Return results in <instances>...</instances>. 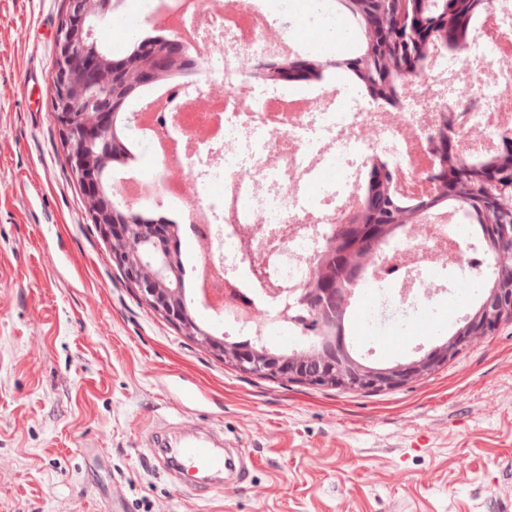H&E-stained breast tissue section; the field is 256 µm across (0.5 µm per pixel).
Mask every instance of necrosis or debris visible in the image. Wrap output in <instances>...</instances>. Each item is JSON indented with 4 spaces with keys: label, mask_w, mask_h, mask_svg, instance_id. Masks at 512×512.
<instances>
[{
    "label": "necrosis or debris",
    "mask_w": 512,
    "mask_h": 512,
    "mask_svg": "<svg viewBox=\"0 0 512 512\" xmlns=\"http://www.w3.org/2000/svg\"><path fill=\"white\" fill-rule=\"evenodd\" d=\"M190 35L191 61L226 88L211 97L177 78L134 103L149 114L150 177L127 178L126 201L173 205L196 247L188 263L217 331L266 343L315 336L300 299L337 228L363 201L368 168L380 159L402 174L400 191L432 188L430 137L453 120L471 154L512 134V0H491L464 55L436 54L427 77L409 81L386 110L348 84L310 90L246 76L248 58L276 59L326 39L330 0H314L299 25L276 27L261 0L242 20L238 0H164ZM478 239L461 237L447 209L401 225L358 288L374 291L372 319L407 329L433 297L489 274Z\"/></svg>",
    "instance_id": "obj_1"
}]
</instances>
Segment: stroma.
Wrapping results in <instances>:
<instances>
[{
    "label": "stroma",
    "instance_id": "stroma-1",
    "mask_svg": "<svg viewBox=\"0 0 512 512\" xmlns=\"http://www.w3.org/2000/svg\"><path fill=\"white\" fill-rule=\"evenodd\" d=\"M140 2L97 24L114 58ZM65 10L0 0V512H512V322L367 396L228 368L125 282L53 116ZM382 333L375 366L452 329ZM208 432L245 478L164 472L159 436Z\"/></svg>",
    "mask_w": 512,
    "mask_h": 512
}]
</instances>
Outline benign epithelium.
Masks as SVG:
<instances>
[{"label": "benign epithelium", "mask_w": 512, "mask_h": 512, "mask_svg": "<svg viewBox=\"0 0 512 512\" xmlns=\"http://www.w3.org/2000/svg\"><path fill=\"white\" fill-rule=\"evenodd\" d=\"M113 0H67V7L56 37V57L52 70L53 111L63 137L71 171L83 190L87 212L109 246L112 261L130 287L158 314L174 323L184 335L216 353L224 365L243 372L277 377L284 381L357 390H392L428 377L475 343L491 336L498 326L512 320V284L503 273L512 271V225L493 224L500 275L485 289L476 311L448 339L424 355L397 360L384 367L367 365L352 355L340 336L323 337L324 347L310 346L288 357L265 347L242 348L200 329L183 302L179 271L171 241L172 227L149 224L124 207L116 215L113 198L102 183V161L97 149L112 153L120 140L111 136L115 115L103 92L125 80L144 84L166 74L171 64L185 60L180 39L164 48L147 45L133 62H105L90 44V20L112 11ZM303 294L319 296L317 317L336 324V310L349 304L347 288H319L313 281Z\"/></svg>", "instance_id": "obj_1"}]
</instances>
